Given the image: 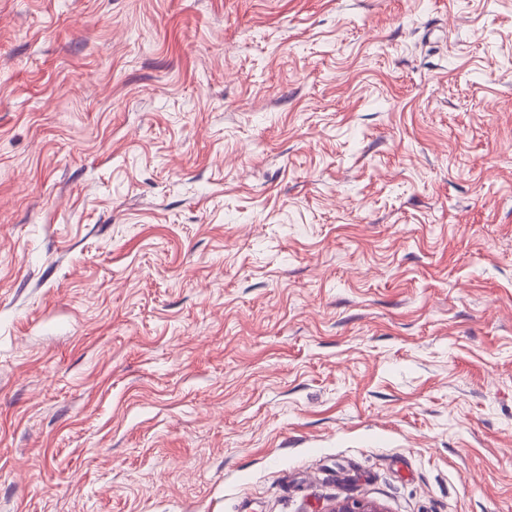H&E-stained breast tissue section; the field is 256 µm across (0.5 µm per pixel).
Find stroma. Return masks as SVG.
Returning <instances> with one entry per match:
<instances>
[{"mask_svg": "<svg viewBox=\"0 0 512 512\" xmlns=\"http://www.w3.org/2000/svg\"><path fill=\"white\" fill-rule=\"evenodd\" d=\"M512 512V0H0V512ZM326 512H387V510L376 502L345 498L336 501Z\"/></svg>", "mask_w": 512, "mask_h": 512, "instance_id": "1", "label": "stroma"}]
</instances>
